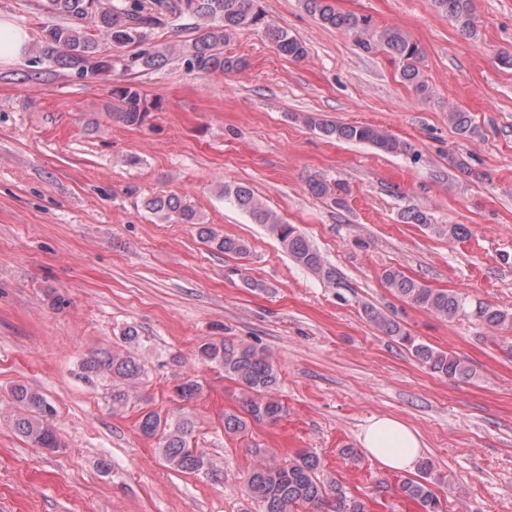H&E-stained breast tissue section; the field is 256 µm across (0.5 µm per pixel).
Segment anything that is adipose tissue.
Instances as JSON below:
<instances>
[{"instance_id": "1", "label": "adipose tissue", "mask_w": 512, "mask_h": 512, "mask_svg": "<svg viewBox=\"0 0 512 512\" xmlns=\"http://www.w3.org/2000/svg\"><path fill=\"white\" fill-rule=\"evenodd\" d=\"M358 443L369 459L400 473L416 470L424 448L420 433L391 415L370 417L359 431Z\"/></svg>"}]
</instances>
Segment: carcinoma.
<instances>
[{"label":"carcinoma","mask_w":512,"mask_h":512,"mask_svg":"<svg viewBox=\"0 0 512 512\" xmlns=\"http://www.w3.org/2000/svg\"><path fill=\"white\" fill-rule=\"evenodd\" d=\"M433 3L456 22L460 31L470 36L475 34L472 0H433ZM303 5L322 25L353 34L365 49L378 47L384 50L398 64L400 77L416 92H426L421 70L423 49L402 29L375 28L370 17L341 12L331 0H303ZM44 7L47 13L59 17L60 22L43 28L39 60L75 70L90 80H104L118 69L147 72L165 64L175 53L172 46L144 49L128 59L107 54L105 49L118 50L141 44L148 39V29L174 22L185 14L199 20L198 36L183 52L184 65L191 73L210 76L243 66L242 59L224 55V44L239 31L250 27H264L269 39L284 55L299 60L307 54L299 40L265 20L257 0H44ZM104 44L107 45L105 49L102 48ZM112 98L117 105L110 116L129 126L143 124L151 109L158 107V103L147 101L134 82L113 83ZM448 120L465 138L479 134L470 114L462 109L448 112ZM302 121L328 138L367 144L383 154L398 156L412 150L409 142L380 126L340 123L311 114L304 115ZM308 190L334 205L344 203L345 187L341 183L312 180ZM222 195L224 200L247 214L252 223L263 225L298 266L322 282L334 284L338 281L336 268L325 262L299 228L286 223L250 187L226 184ZM145 207L170 221L199 225L200 239L220 253L239 257L249 253L245 240L217 234L201 223L195 210L176 194H157L147 199ZM402 218L420 224L438 236L459 239L467 234L463 224L431 223L429 213L421 209L409 211ZM384 281L404 302L445 319L468 315L491 327L512 328V311L482 302L474 304L459 293L430 288L396 268L385 270ZM364 313L370 323L384 334L397 338L433 372L459 380L474 377L473 368L465 360L450 351L418 341L382 310L367 306ZM198 356L202 362L223 369L224 375L241 388L243 414H224V432L243 433L251 420L275 423L282 417L285 407L277 398L279 368L264 352L252 345L224 339L202 344ZM83 369L112 376V407L115 409L127 404L129 386L144 372L135 357L120 352H105L92 357L84 362ZM201 390V383L194 379L183 378L175 385L176 395L185 402L193 400ZM11 399L24 410V414L15 420V428L23 437L48 451L56 452L62 448L56 431L47 422L54 407L42 394L25 385H17L11 390ZM139 429L149 438H158L159 448L170 467L192 472L215 471L212 458L193 440L190 421L163 418L155 411H147L141 416ZM420 472V478H407L402 482L401 492L417 502L423 512H443L442 502L428 482L433 463L429 460L421 462ZM245 492L250 499L262 504L264 512H368L363 500L347 495L336 479L324 476L321 459L312 451L300 452L280 463H258L247 474Z\"/></svg>","instance_id":"obj_1"}]
</instances>
